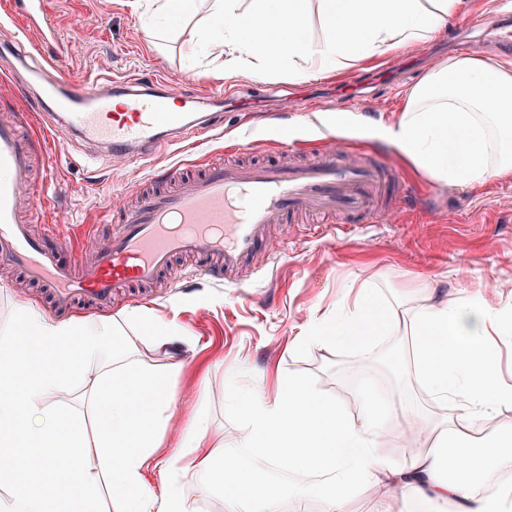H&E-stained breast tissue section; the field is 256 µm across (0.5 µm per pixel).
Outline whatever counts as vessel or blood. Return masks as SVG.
I'll return each instance as SVG.
<instances>
[{"label": "vessel or blood", "instance_id": "1", "mask_svg": "<svg viewBox=\"0 0 512 512\" xmlns=\"http://www.w3.org/2000/svg\"><path fill=\"white\" fill-rule=\"evenodd\" d=\"M23 25L56 42L45 0L13 7ZM50 82L37 108L0 114V264L19 269L48 298L58 315L80 309H111L113 298L132 288H151L172 273L180 256L196 260L194 276L240 285L269 249L275 224H306L322 237L337 226L373 224L382 207L403 209L410 190L393 170L372 159L352 160L347 148L313 150L311 141L280 131L276 160L254 159V145L235 142L207 157L194 176L188 162L170 165L136 188L134 207L113 211L112 234L94 253L51 224H40V202L27 193L32 171L46 156L35 127L104 149L111 156L143 162L187 136L218 127L211 112H175L161 81L87 77L71 85L57 58L44 56Z\"/></svg>", "mask_w": 512, "mask_h": 512}]
</instances>
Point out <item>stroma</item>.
I'll return each instance as SVG.
<instances>
[{
	"mask_svg": "<svg viewBox=\"0 0 512 512\" xmlns=\"http://www.w3.org/2000/svg\"><path fill=\"white\" fill-rule=\"evenodd\" d=\"M508 0H464L460 18L430 41L401 47L359 68L315 80L288 78L277 68L254 75L242 71L225 76L204 52L187 54L183 38L149 37L154 19L149 0L132 9L129 0H45L57 31L60 59L72 84L87 76H156L174 98L211 96L224 114L222 138L209 142L223 148L225 139L254 144L269 139L272 115L285 122L307 119L333 146L338 110L351 122L346 131L354 152L384 158L400 182L414 189L410 208L387 213L385 220L364 225L357 234L313 239L294 224H280L276 233L288 243L286 260L268 264L243 287L195 279L156 289L144 298L123 297L112 305V317L146 306L175 315L193 345L177 344L185 368L171 379L177 396H191L207 415L212 444H232L241 434L233 397L239 388L262 386L275 392L279 381L295 376L321 395L358 414L363 397L386 388L394 406L412 404L428 417L448 415L417 383L413 371L396 373L387 354L406 359V336L394 332L361 352L339 351L320 344L296 345L312 313L335 312L351 281L368 282L391 302L405 294L438 285L455 298L494 281L512 280V179L478 185H444L406 160L381 129L394 121L406 92L434 66L461 52L488 62L512 61V52L498 51L494 35L503 22L512 23ZM37 31L21 22L0 24V71L13 81L0 85V97L26 108L44 83L7 45L28 47ZM56 164L43 192L50 198L42 211L45 223L67 230L89 227L96 244L110 233L111 208L130 206L131 188L147 174L180 160L176 150L141 165L107 157L89 159L84 145L68 137L49 141ZM42 314L50 307L23 275L0 266V332L11 329L18 304ZM179 488L193 512H224V486L204 484L189 460H182Z\"/></svg>",
	"mask_w": 512,
	"mask_h": 512,
	"instance_id": "35a3bbf8",
	"label": "stroma"
}]
</instances>
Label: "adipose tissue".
Wrapping results in <instances>:
<instances>
[{
	"label": "adipose tissue",
	"mask_w": 512,
	"mask_h": 512,
	"mask_svg": "<svg viewBox=\"0 0 512 512\" xmlns=\"http://www.w3.org/2000/svg\"><path fill=\"white\" fill-rule=\"evenodd\" d=\"M327 37L305 38L303 0H198L202 31L225 67L287 61L292 78L344 71L397 48L430 40L462 10V0H319ZM414 166L443 184H481L512 178V62L456 57L438 64L406 93L397 120L383 131ZM512 281L492 291L454 300L429 287L415 305L380 299L368 283L348 291L335 313L310 319L300 344L358 350L393 331L408 337L413 368L425 390L448 403V427L435 431L414 407L403 423L389 424L364 399L358 417L312 390L282 379L274 393L239 390L244 438L224 448L215 467L206 441L209 422L197 413L179 436L203 479L221 474L225 512H278L290 494L312 495L337 512L353 490L365 488L375 505L397 499L436 512L443 503L458 512H512V486L485 494L512 461V425L500 423L484 437L476 431L512 406V385L499 376L490 336L512 335V301L502 302ZM148 335L163 349L179 340L175 319L143 307L133 315L71 322L26 306L0 334V485L11 487L0 512H98L101 491L113 512H190L176 481L179 455L162 446L175 399L170 375L136 360V337ZM102 375L88 383L96 430L86 438L63 409L47 410L50 393L71 390L87 360ZM428 443L427 453L405 468L387 466L378 454L384 435ZM163 461L165 482L154 491L144 471ZM312 475L307 486L286 474Z\"/></svg>",
	"instance_id": "adipose-tissue-1"
}]
</instances>
